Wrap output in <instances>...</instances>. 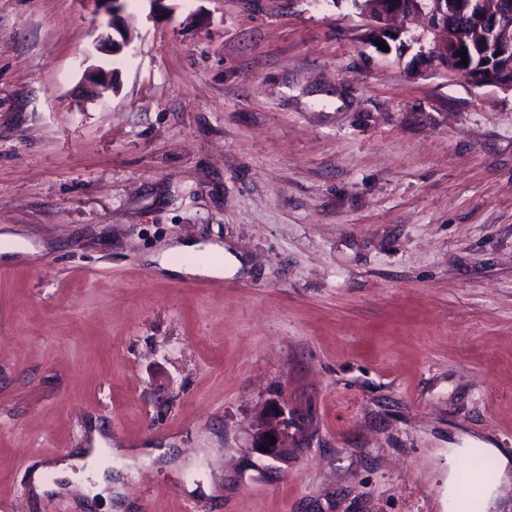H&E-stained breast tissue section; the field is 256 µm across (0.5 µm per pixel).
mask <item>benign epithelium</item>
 Wrapping results in <instances>:
<instances>
[{"label": "benign epithelium", "instance_id": "7a95c632", "mask_svg": "<svg viewBox=\"0 0 512 512\" xmlns=\"http://www.w3.org/2000/svg\"><path fill=\"white\" fill-rule=\"evenodd\" d=\"M109 16L107 26L112 33L102 35L104 46L114 55H121L129 47L131 36L121 28L119 19L126 0H95ZM504 3L495 12L484 0H440L432 5L426 0H384L382 6L366 10L372 19V43L388 42L396 33L392 22L405 17L421 16L425 20L424 35L430 37L429 48L421 51L420 62L440 61L448 71L466 77L477 87L494 86L512 91V46L504 39L502 27L509 18V8ZM467 21L483 31V39L474 45L450 42L446 39L448 26L454 19ZM476 60L482 56L490 61L481 66L462 63L461 52ZM86 82L97 91L115 89L116 77L111 70L90 67L85 73ZM252 450L271 460L285 461L292 447L288 446V412L280 404L270 406L264 415L251 425ZM268 447V451L261 447Z\"/></svg>", "mask_w": 512, "mask_h": 512}]
</instances>
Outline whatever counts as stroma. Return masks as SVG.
<instances>
[{
	"instance_id": "35a3bbf8",
	"label": "stroma",
	"mask_w": 512,
	"mask_h": 512,
	"mask_svg": "<svg viewBox=\"0 0 512 512\" xmlns=\"http://www.w3.org/2000/svg\"><path fill=\"white\" fill-rule=\"evenodd\" d=\"M122 17L118 58L94 0H0V512H95L30 475L99 437L124 512H448L449 449L512 460V94L353 0ZM252 450L262 457L271 460H287L289 452L294 448L288 446V412L280 404L270 406L264 415L251 425ZM274 440V445H270ZM261 446H267L263 452Z\"/></svg>"
}]
</instances>
